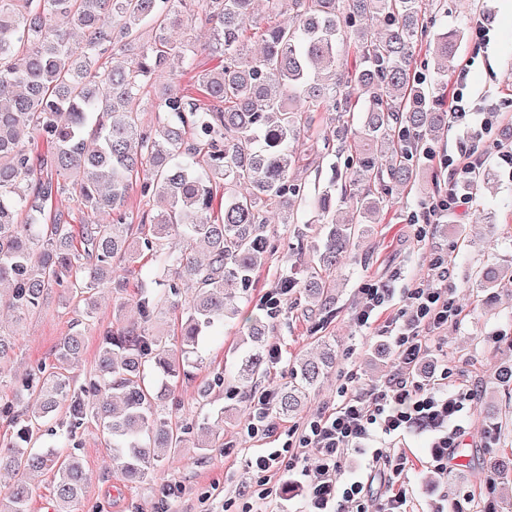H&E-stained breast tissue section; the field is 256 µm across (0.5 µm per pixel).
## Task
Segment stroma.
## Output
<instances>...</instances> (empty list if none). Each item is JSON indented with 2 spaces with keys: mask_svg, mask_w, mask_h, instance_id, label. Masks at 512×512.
I'll return each mask as SVG.
<instances>
[{
  "mask_svg": "<svg viewBox=\"0 0 512 512\" xmlns=\"http://www.w3.org/2000/svg\"><path fill=\"white\" fill-rule=\"evenodd\" d=\"M446 5L448 14L442 19L443 25H466L480 14L487 16L491 27L487 52L474 54L471 40H463L455 67L468 70L471 96L477 100L490 97L499 111L492 130L479 142L485 161L495 171L493 192L484 200L466 201L457 216L431 226L421 242L415 238L414 226L407 223L406 212L395 210L389 223L375 225L366 244L368 258L350 276L331 319L322 320L300 308L282 309L268 319V341L279 345L282 355L261 378V386L279 388L288 383L295 355L315 351L322 339L335 343L336 362L298 413L273 419L272 432L251 438L246 432L250 403L242 394L228 387L203 399L197 388L210 383L215 372L233 368L241 352L239 323L258 316L261 298L277 285L283 255L295 234L293 225L271 215L267 226L270 247L240 305L236 323L225 325L223 331L206 341L202 368L195 370L192 380L178 381L170 395V418L180 424L223 411V420L214 424L216 447L204 454L192 447L182 449L153 477L132 483L112 464L96 426H88L77 449L89 475L79 512H246L247 505L257 504L253 492L262 475L249 466L253 455L263 448L282 447L292 431L302 428L319 411L333 407L348 374H356L361 383L374 384L384 380L392 369L391 362L373 359L380 337L361 334L354 324L360 288L370 281H386L396 288L419 282L437 250L447 252L454 267L453 286L462 314L457 323L442 332L438 350L425 357L420 369L436 373L445 362L453 370L451 385L475 377L481 388L492 387L496 393L492 401L474 403L472 427L447 476L433 471L423 436L411 435L400 441V448L410 460L400 482L414 512H438L443 505L450 512H480L478 491L486 477L487 460L512 458V390L495 386L499 366L512 365V288L490 292L478 288L474 278L477 267L512 265V235L506 232L512 226V166L501 159L503 151L512 149L501 136L503 125L512 122V50L507 47L512 40V0H447ZM491 204L497 207L498 224L494 227L484 219ZM149 260V253H142L138 266L121 273V287L98 290L97 309L84 328V350L64 369L70 381L81 382L93 373L99 331L114 322L116 306L135 295L141 269ZM82 317V303L58 291L49 295L40 312L26 316L12 359L0 366V397L8 394L11 382L31 367L52 363L59 339L72 332ZM491 428L496 430L498 441L496 447L488 448L484 433ZM170 483L180 485L181 492L167 498L163 489Z\"/></svg>",
  "mask_w": 512,
  "mask_h": 512,
  "instance_id": "stroma-1",
  "label": "stroma"
}]
</instances>
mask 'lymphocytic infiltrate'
<instances>
[{"instance_id": "lymphocytic-infiltrate-1", "label": "lymphocytic infiltrate", "mask_w": 512, "mask_h": 512, "mask_svg": "<svg viewBox=\"0 0 512 512\" xmlns=\"http://www.w3.org/2000/svg\"><path fill=\"white\" fill-rule=\"evenodd\" d=\"M467 75L459 73L448 95V115L463 132L474 135L492 128L496 109L476 110L467 91ZM436 161L448 171L443 191L421 202L409 214L416 239H423L437 217L454 214L465 200L463 189L483 163L475 149L459 155L442 154ZM356 314L359 328L371 329L376 313L393 298L401 306L382 333L397 349L392 373L381 383L363 386L348 380L338 392L334 408L317 413L289 441L287 447L269 448L251 459L257 472L268 474L287 464L298 471L306 489V512H409L405 491L397 486L408 465L405 452L394 451L395 442L419 432L427 436L430 459L437 471L447 473L470 424V411L478 395L477 384L449 389V371L437 381L418 380L416 369L439 333L458 321L461 310L452 289V267L447 255L434 253L422 283L394 291L382 282L364 284ZM381 473L384 495L371 492L372 473Z\"/></svg>"}]
</instances>
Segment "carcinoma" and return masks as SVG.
Returning a JSON list of instances; mask_svg holds the SVG:
<instances>
[{
    "mask_svg": "<svg viewBox=\"0 0 512 512\" xmlns=\"http://www.w3.org/2000/svg\"><path fill=\"white\" fill-rule=\"evenodd\" d=\"M254 0H0V307L20 321L39 311L57 289L80 298L93 317L96 290L120 282L138 262L131 240L142 233L124 204L133 182L161 202L150 236L149 288L133 303L140 320L116 321L100 331L94 378L73 387L59 372L79 357L84 334L60 339L56 363L39 364L0 400V417L15 429L0 448V512H28L27 471L49 470L57 512H77L86 481L75 453L78 430L93 422L107 436L112 461L128 480H144L176 455L195 430L213 447L209 416L172 424L166 415L169 382L193 377L200 345L237 314L268 251L267 216L295 224L302 206L312 219L297 229L298 251L283 260L280 282L291 286V307L313 302L333 314L338 271L362 261L373 225L395 202L393 188L413 187L415 158L448 124V73L464 29L433 28L436 0H268L283 20L258 27L259 53L249 52ZM213 28L201 68L197 52L172 31L188 30L198 13ZM432 67L416 68L420 52ZM191 88L173 86L177 72ZM150 107L163 115L155 127L140 122L145 87ZM327 113L330 132L315 130L314 113ZM347 154L349 174L332 170L309 193L294 176L302 147ZM494 174L477 171L468 196L484 197ZM72 189L83 207L108 222L71 224L53 211ZM320 225L312 255L302 261L312 225ZM180 237L185 247L163 248ZM191 284L186 306L175 297ZM512 285V269L484 268L478 286ZM181 312L180 336L169 347L152 324L165 304ZM245 349L233 381L243 396L255 392L269 364L265 326L244 324ZM16 331L0 324V361L14 350ZM317 358L299 357L273 413L289 416L327 375L329 343ZM50 431L54 443L36 447ZM509 489L512 461L486 464Z\"/></svg>",
    "mask_w": 512,
    "mask_h": 512,
    "instance_id": "obj_1",
    "label": "carcinoma"
}]
</instances>
